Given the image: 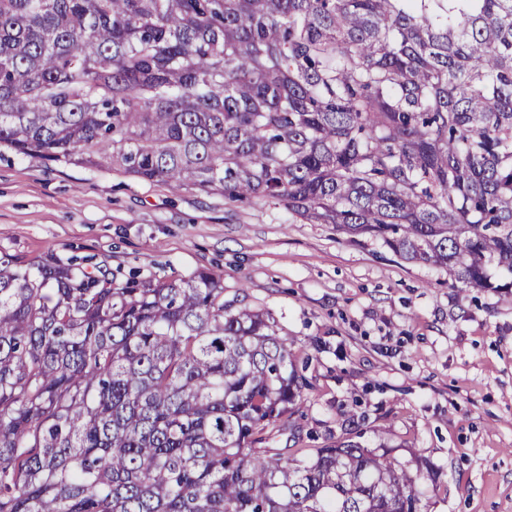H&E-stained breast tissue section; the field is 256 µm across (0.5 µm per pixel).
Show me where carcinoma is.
<instances>
[{
	"label": "carcinoma",
	"instance_id": "1",
	"mask_svg": "<svg viewBox=\"0 0 512 512\" xmlns=\"http://www.w3.org/2000/svg\"><path fill=\"white\" fill-rule=\"evenodd\" d=\"M284 207L512 295V0H0V149ZM224 274L0 252V512H427Z\"/></svg>",
	"mask_w": 512,
	"mask_h": 512
}]
</instances>
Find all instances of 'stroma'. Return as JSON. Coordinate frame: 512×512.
I'll return each mask as SVG.
<instances>
[{
    "label": "stroma",
    "instance_id": "stroma-1",
    "mask_svg": "<svg viewBox=\"0 0 512 512\" xmlns=\"http://www.w3.org/2000/svg\"><path fill=\"white\" fill-rule=\"evenodd\" d=\"M0 251L121 279L223 273L225 299L270 313L311 383L275 447L300 459L352 430L406 465L431 463L428 512H512V299L277 205L8 151Z\"/></svg>",
    "mask_w": 512,
    "mask_h": 512
}]
</instances>
